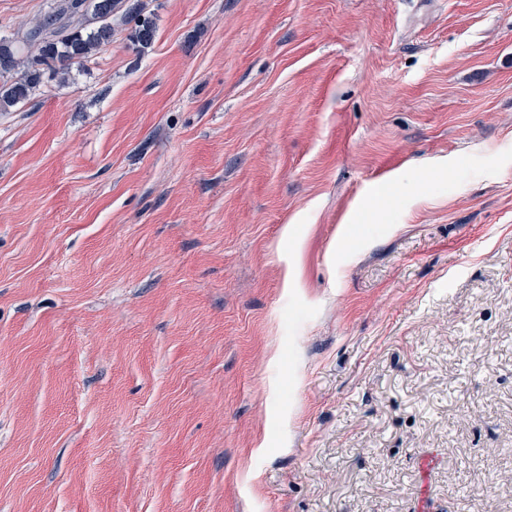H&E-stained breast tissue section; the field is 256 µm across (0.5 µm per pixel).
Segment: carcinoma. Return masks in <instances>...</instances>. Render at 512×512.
I'll return each mask as SVG.
<instances>
[{
	"label": "carcinoma",
	"mask_w": 512,
	"mask_h": 512,
	"mask_svg": "<svg viewBox=\"0 0 512 512\" xmlns=\"http://www.w3.org/2000/svg\"><path fill=\"white\" fill-rule=\"evenodd\" d=\"M121 0H50L36 27L21 38L0 37V112H13L41 89L46 76L66 79L112 43V16ZM132 42L143 50L154 39L152 22L128 11Z\"/></svg>",
	"instance_id": "carcinoma-1"
}]
</instances>
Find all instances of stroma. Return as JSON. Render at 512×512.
Wrapping results in <instances>:
<instances>
[{
	"label": "stroma",
	"instance_id": "35a3bbf8",
	"mask_svg": "<svg viewBox=\"0 0 512 512\" xmlns=\"http://www.w3.org/2000/svg\"><path fill=\"white\" fill-rule=\"evenodd\" d=\"M123 4L0 113V512H512V0ZM141 11H127L125 19L127 22L134 21L135 26L130 35V39L140 50L149 47L154 39V27L148 18H141Z\"/></svg>",
	"mask_w": 512,
	"mask_h": 512
}]
</instances>
